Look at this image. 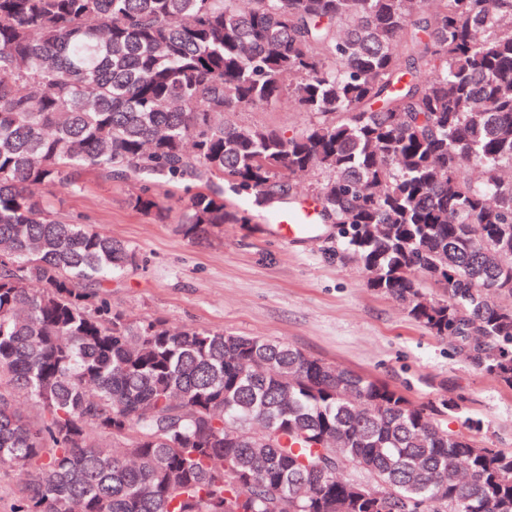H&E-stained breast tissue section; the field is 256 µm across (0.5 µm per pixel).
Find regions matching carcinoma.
Masks as SVG:
<instances>
[{
  "instance_id": "carcinoma-1",
  "label": "carcinoma",
  "mask_w": 512,
  "mask_h": 512,
  "mask_svg": "<svg viewBox=\"0 0 512 512\" xmlns=\"http://www.w3.org/2000/svg\"><path fill=\"white\" fill-rule=\"evenodd\" d=\"M286 96L314 120L224 122ZM86 171L141 183L131 204L161 221L170 182L270 205L313 175L369 287L512 388V0H0L14 512H512V451L450 428L455 400L415 405L287 342L112 309L137 251L34 192ZM238 221L199 187L179 230Z\"/></svg>"
}]
</instances>
